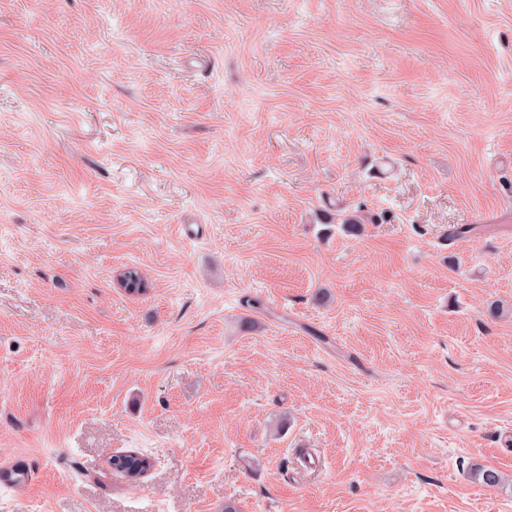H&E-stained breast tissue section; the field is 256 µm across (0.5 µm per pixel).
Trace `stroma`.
Wrapping results in <instances>:
<instances>
[{
	"label": "stroma",
	"instance_id": "1",
	"mask_svg": "<svg viewBox=\"0 0 512 512\" xmlns=\"http://www.w3.org/2000/svg\"><path fill=\"white\" fill-rule=\"evenodd\" d=\"M509 430L512 0H0V512H512ZM150 466L151 457L136 452H129L121 456L115 455L112 457V468L123 473L132 482H137L141 474ZM31 480L32 471L27 460L17 457L0 462V485L21 487L28 485Z\"/></svg>",
	"mask_w": 512,
	"mask_h": 512
}]
</instances>
